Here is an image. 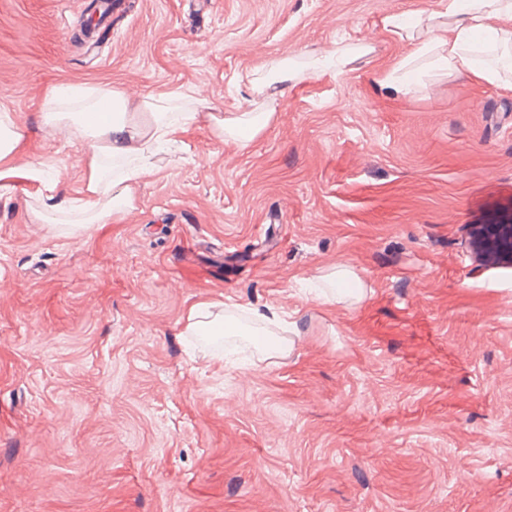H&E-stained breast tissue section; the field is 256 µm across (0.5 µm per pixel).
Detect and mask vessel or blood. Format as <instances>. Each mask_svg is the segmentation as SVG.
<instances>
[{
  "instance_id": "obj_1",
  "label": "vessel or blood",
  "mask_w": 512,
  "mask_h": 512,
  "mask_svg": "<svg viewBox=\"0 0 512 512\" xmlns=\"http://www.w3.org/2000/svg\"><path fill=\"white\" fill-rule=\"evenodd\" d=\"M463 256L474 284L512 288V224H468Z\"/></svg>"
}]
</instances>
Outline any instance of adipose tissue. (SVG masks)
I'll return each mask as SVG.
<instances>
[{"instance_id":"adipose-tissue-1","label":"adipose tissue","mask_w":512,"mask_h":512,"mask_svg":"<svg viewBox=\"0 0 512 512\" xmlns=\"http://www.w3.org/2000/svg\"><path fill=\"white\" fill-rule=\"evenodd\" d=\"M382 28L407 47L380 75V86L391 96L410 98L436 79L454 75L512 94V0H437L409 16H385ZM179 97L176 91L154 92L134 105L115 86L50 89L42 122L87 146L80 223L97 224L131 208L136 187L155 171L156 151L180 140L210 109L199 98L189 109L173 110ZM271 118L268 112H243L217 120L216 128L224 140L244 147ZM23 131L14 114L0 111V180L29 178L53 192L55 185L42 170L19 161ZM106 157L125 160L118 175L103 167Z\"/></svg>"}]
</instances>
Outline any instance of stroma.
I'll return each instance as SVG.
<instances>
[{"instance_id":"obj_1","label":"stroma","mask_w":512,"mask_h":512,"mask_svg":"<svg viewBox=\"0 0 512 512\" xmlns=\"http://www.w3.org/2000/svg\"><path fill=\"white\" fill-rule=\"evenodd\" d=\"M435 0H0V108L24 162L80 197L85 146L39 118L55 83L193 89L214 116L160 152L120 219L68 234L39 184L0 189V512H512V293L474 287L465 224H512V95L379 87L381 28ZM368 45L284 95L246 74ZM268 112L247 147L214 120ZM354 271L366 297L309 281ZM198 301L292 348L185 333Z\"/></svg>"}]
</instances>
